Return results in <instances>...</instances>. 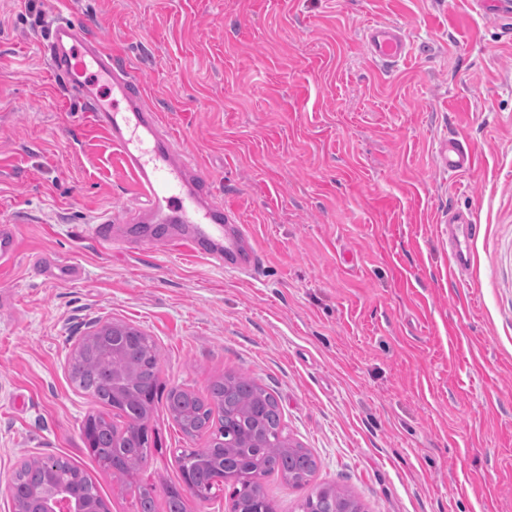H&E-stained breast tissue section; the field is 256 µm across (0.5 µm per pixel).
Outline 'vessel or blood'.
<instances>
[{"instance_id": "b4317fda", "label": "vessel or blood", "mask_w": 512, "mask_h": 512, "mask_svg": "<svg viewBox=\"0 0 512 512\" xmlns=\"http://www.w3.org/2000/svg\"><path fill=\"white\" fill-rule=\"evenodd\" d=\"M368 52L385 70L396 69L407 56L401 29L370 25L364 34ZM49 69L62 79L69 98L78 103L90 124L111 139L135 177L141 206L125 212V224H183L168 246L206 258L215 267L250 274L260 255L245 225L225 207L198 166L190 163L150 103L143 85L112 53L84 30L59 22L42 46ZM449 173L471 170L476 155L466 143L448 140L441 150ZM14 225H0V266L17 254Z\"/></svg>"}]
</instances>
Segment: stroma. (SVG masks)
I'll use <instances>...</instances> for the list:
<instances>
[{
	"mask_svg": "<svg viewBox=\"0 0 512 512\" xmlns=\"http://www.w3.org/2000/svg\"><path fill=\"white\" fill-rule=\"evenodd\" d=\"M61 15L141 80L246 224L252 275L99 242L139 195L48 69ZM374 23L406 36L396 72L370 60ZM451 137L472 170H443ZM452 209L479 226L463 272ZM0 224L20 239L0 267V512L19 464L49 456L136 512V485L180 482L178 449L206 445L159 401L131 484L99 466L68 360L106 322L154 339L164 387L235 373L271 392L314 484L362 512H512V39L470 0H0ZM47 255L79 277H48Z\"/></svg>",
	"mask_w": 512,
	"mask_h": 512,
	"instance_id": "stroma-1",
	"label": "stroma"
}]
</instances>
